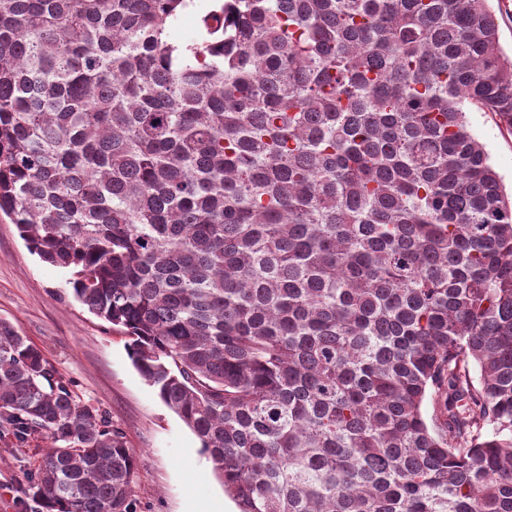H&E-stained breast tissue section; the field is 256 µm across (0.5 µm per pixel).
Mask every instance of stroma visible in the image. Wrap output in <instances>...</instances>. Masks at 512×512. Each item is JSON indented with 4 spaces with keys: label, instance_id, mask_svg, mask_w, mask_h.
<instances>
[{
    "label": "stroma",
    "instance_id": "35a3bbf8",
    "mask_svg": "<svg viewBox=\"0 0 512 512\" xmlns=\"http://www.w3.org/2000/svg\"><path fill=\"white\" fill-rule=\"evenodd\" d=\"M214 0H193L166 30L169 42L200 40ZM471 131L483 142L505 190H512V132L490 112L468 106ZM0 319L44 350L78 399L100 410L137 456L136 512H195L219 502L235 512L196 435L168 409L132 364L127 338L76 300L66 275L32 254L9 217L0 215ZM0 437V512H32L21 503L28 472L44 443L36 438L8 454Z\"/></svg>",
    "mask_w": 512,
    "mask_h": 512
}]
</instances>
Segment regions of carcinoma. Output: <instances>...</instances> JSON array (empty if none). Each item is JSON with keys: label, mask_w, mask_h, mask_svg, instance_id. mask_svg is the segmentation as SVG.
<instances>
[{"label": "carcinoma", "mask_w": 512, "mask_h": 512, "mask_svg": "<svg viewBox=\"0 0 512 512\" xmlns=\"http://www.w3.org/2000/svg\"><path fill=\"white\" fill-rule=\"evenodd\" d=\"M0 0V211L128 336L239 512H512V127L489 0ZM38 512H135L124 434L0 321ZM214 0H193L180 19L166 30L169 42L183 46L193 41H199L203 35L202 17L213 9ZM466 118L471 131L486 145L490 161L502 179L505 192L512 190V133L492 112L468 105Z\"/></svg>", "instance_id": "obj_1"}]
</instances>
